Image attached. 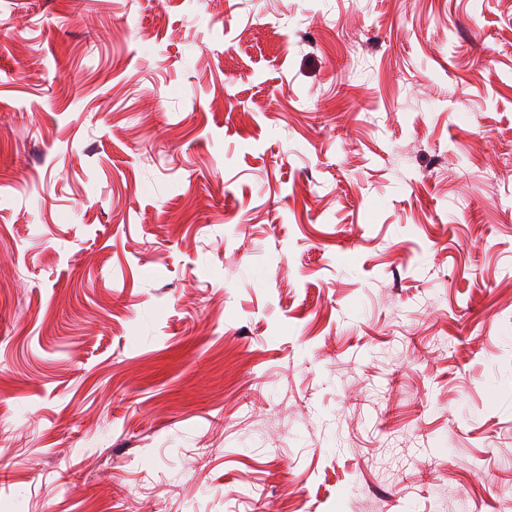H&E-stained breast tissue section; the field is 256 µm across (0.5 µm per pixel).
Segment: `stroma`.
<instances>
[{
	"label": "stroma",
	"instance_id": "stroma-1",
	"mask_svg": "<svg viewBox=\"0 0 512 512\" xmlns=\"http://www.w3.org/2000/svg\"><path fill=\"white\" fill-rule=\"evenodd\" d=\"M0 512H512V0H0Z\"/></svg>",
	"mask_w": 512,
	"mask_h": 512
}]
</instances>
